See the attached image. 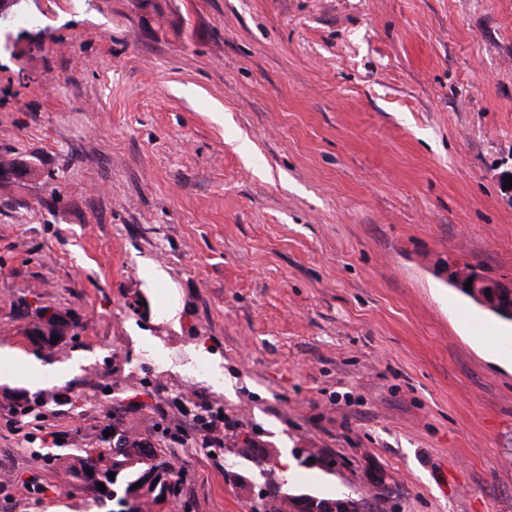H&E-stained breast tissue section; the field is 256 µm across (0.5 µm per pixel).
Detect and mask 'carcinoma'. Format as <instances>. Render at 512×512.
Listing matches in <instances>:
<instances>
[{
	"label": "carcinoma",
	"mask_w": 512,
	"mask_h": 512,
	"mask_svg": "<svg viewBox=\"0 0 512 512\" xmlns=\"http://www.w3.org/2000/svg\"><path fill=\"white\" fill-rule=\"evenodd\" d=\"M129 441L128 435L120 433L107 448L76 449L79 465L69 469L72 478H77L87 467L105 476L115 473L114 478L107 479L104 491L98 489V483L91 478L85 484V488L93 492L92 504L98 512H125L112 509V502L121 505L130 497L139 500L142 507L160 506L178 494L174 466L166 451L148 446L144 451L130 452L126 449ZM138 482L141 486L134 487ZM327 505H336V500L305 493L288 494L292 512H320Z\"/></svg>",
	"instance_id": "obj_1"
}]
</instances>
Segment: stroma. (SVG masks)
Returning a JSON list of instances; mask_svg holds the SVG:
<instances>
[{"mask_svg":"<svg viewBox=\"0 0 512 512\" xmlns=\"http://www.w3.org/2000/svg\"><path fill=\"white\" fill-rule=\"evenodd\" d=\"M25 11L47 38L15 19L0 56V158L27 170L0 174V512H94L37 451L112 429L186 471L175 512L360 498L370 469L375 512H512V323L443 275L512 277V0ZM44 305L67 377L32 386ZM205 407L223 447L173 443Z\"/></svg>","mask_w":512,"mask_h":512,"instance_id":"1","label":"stroma"}]
</instances>
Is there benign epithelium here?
Segmentation results:
<instances>
[{
  "label": "benign epithelium",
  "instance_id": "7a95c632",
  "mask_svg": "<svg viewBox=\"0 0 512 512\" xmlns=\"http://www.w3.org/2000/svg\"><path fill=\"white\" fill-rule=\"evenodd\" d=\"M448 281L458 290L482 308L512 321V279H492L473 266L452 265L446 269ZM472 281L471 290L465 289V283ZM491 295H486V292ZM38 332L42 336H57L69 332L63 317L50 319L45 317L38 321ZM367 482L373 495L381 500L389 497L392 491L387 474L372 470L367 474Z\"/></svg>",
  "mask_w": 512,
  "mask_h": 512
}]
</instances>
